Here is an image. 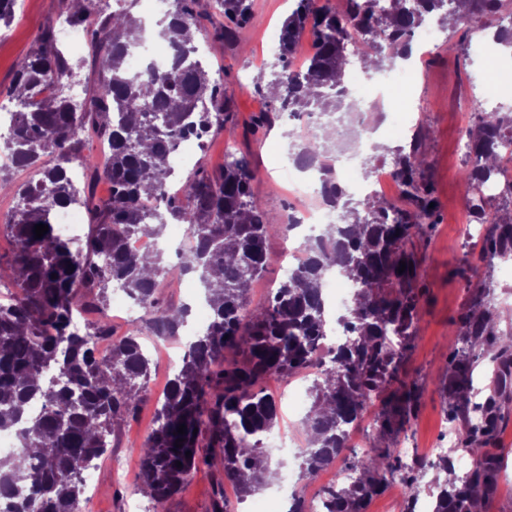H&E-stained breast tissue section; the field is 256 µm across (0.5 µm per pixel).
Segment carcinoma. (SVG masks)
I'll return each mask as SVG.
<instances>
[{"instance_id": "1", "label": "carcinoma", "mask_w": 512, "mask_h": 512, "mask_svg": "<svg viewBox=\"0 0 512 512\" xmlns=\"http://www.w3.org/2000/svg\"><path fill=\"white\" fill-rule=\"evenodd\" d=\"M215 2L223 18L212 23L215 36L233 46L236 28L249 17L250 0ZM386 2L382 7L379 0H346L341 14L321 0H295L279 36L285 70L269 86H257L267 92L274 111L299 116L341 110L348 56L377 66L385 58L404 59L411 54V32L429 17L444 27L451 18L467 31L486 30L489 19L512 11V0H417L414 8L409 0ZM197 6L198 0H171L158 24V35L170 48L167 64L136 73L128 70V56L140 43L141 20L127 7L97 14L87 32L105 74L81 106L44 95L45 84L60 85L72 73L54 28L42 32L37 48L17 66L10 96L19 110L3 152L9 165L32 169L36 178L18 187L19 203L5 224L14 250L11 260L0 264V282L7 279L14 288L0 299V431L14 432L18 442L10 455L15 470L0 469V512H75L87 493L84 473L106 452L115 427L135 415L152 377V358L139 342L135 322L127 335L112 340L108 355L96 353V344L111 335L109 290L120 284L151 313L155 335L173 337L190 308L161 306L156 290L164 279L193 272L215 297L207 298L209 322L169 378L154 427L140 448L139 482L153 512H160L200 465L224 472L242 497L263 485L271 466L260 437L279 418L263 384L311 366L320 372L309 388L314 401L305 418L308 447L298 452L303 474H316L334 461L348 447V426L369 404L381 402L373 419L381 442L347 466L357 476L323 491L327 512H365L396 475L406 512H413L419 497L416 470L425 463L407 468L397 448L417 400L399 369L417 335L420 274L416 266L402 273L398 267L401 261L416 263L408 244L422 225L435 223L422 143L416 139L409 151H393L407 207L385 200L377 206L372 196L351 202L328 176L325 199L341 201L340 223L308 238L288 277L258 311L249 312V293L267 267V241L277 227L254 200L255 173L248 159L231 157L215 177L197 167L182 182L180 197L163 193L172 176L174 144L193 138L203 146L211 127L224 124L227 116L220 85L211 80L191 37L192 30L203 28ZM305 31L313 36V53L304 69L290 70L289 59ZM467 134L468 207L484 225L480 260L490 267L512 259V187L493 211L484 195L501 166L496 145L512 135V113L478 112ZM93 136L107 143L103 159L79 152V144ZM288 139L292 157L308 164L326 165L334 147L319 136L303 140L293 129ZM101 180L111 187L105 200L94 195ZM154 196L164 209L148 218L140 203ZM73 203L93 217L78 249L52 222L56 208ZM38 224L48 226L40 239L34 233ZM169 224H182L187 232L177 264L165 263L157 251L148 268L144 255L128 251L129 236L159 237ZM332 269L356 288L342 318L351 339L325 351L320 288ZM493 288L488 278L475 286L458 323L463 348L439 384L456 446L473 462L464 476L446 456L432 463L438 473L451 475L436 479L430 490L433 512H474V503L497 489L502 461L485 446L495 437L512 390V332L499 330L485 307ZM77 314L84 316L80 331L73 327ZM479 349L493 353L496 389L477 401L470 390ZM181 424L183 434L177 433Z\"/></svg>"}]
</instances>
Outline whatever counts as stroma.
<instances>
[{"label":"stroma","mask_w":512,"mask_h":512,"mask_svg":"<svg viewBox=\"0 0 512 512\" xmlns=\"http://www.w3.org/2000/svg\"><path fill=\"white\" fill-rule=\"evenodd\" d=\"M293 4L294 0H251L250 17L233 48L214 40L208 30L196 36L211 76L224 87L229 112L223 129L210 137L200 161L208 171L216 172L223 168L226 153L245 156L255 172L254 199L269 223L277 225L298 205L291 187L279 179L287 160V131L296 122L283 117L270 127L252 131L255 116L271 109L269 100L255 92L254 82L259 77L271 82V75L263 71L268 39ZM72 11L73 0H18L10 26L0 28V100L6 99L18 63L36 48L42 31L51 27L61 33ZM490 39L487 31L466 36L451 31L444 42L421 50L399 105L409 136L425 139V175L436 200L435 224L424 225L413 238L423 283L418 333L400 369L401 380L416 385L420 392L410 427L401 439L402 447L417 457L424 449L441 447L450 428L439 383L446 378L448 361L460 346L457 323L479 280L492 278L496 290L489 298L490 308L499 313L502 329L512 328V261H499L491 268L480 261L464 178L468 164L466 132L475 113L512 102V84L485 76L482 59ZM268 253L267 270L250 292L255 307L284 279L282 267L288 256L282 233L270 237ZM138 326L141 342L154 349L156 368L137 416L122 426L118 441L108 451L109 456H121L123 479H115L105 464L91 476L97 490L92 512H126L131 502L144 506L149 503L137 485L139 450L152 428L157 401L175 370L170 359L182 354L183 345L175 339L156 345L147 317H140ZM308 386L300 374L274 378L266 384L278 405V431L296 435L303 442L308 439L304 427L311 405ZM493 448L502 455L505 467L496 492L483 501L482 512H512V402L504 410ZM218 487L229 504H236L234 485L221 482L215 470L199 467L166 503L165 510L212 512Z\"/></svg>","instance_id":"stroma-1"}]
</instances>
